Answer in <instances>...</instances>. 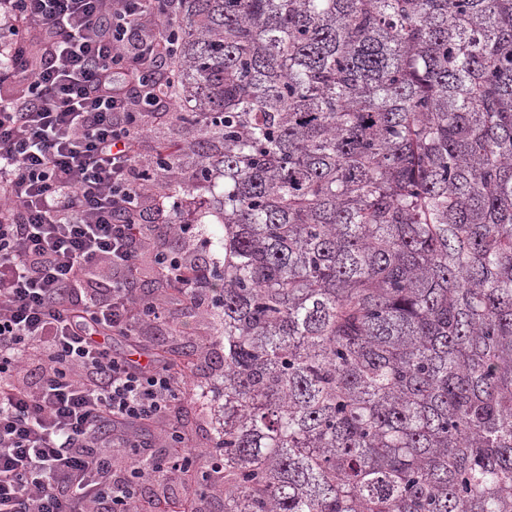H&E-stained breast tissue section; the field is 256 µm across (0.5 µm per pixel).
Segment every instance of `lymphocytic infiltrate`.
<instances>
[{
	"label": "lymphocytic infiltrate",
	"mask_w": 512,
	"mask_h": 512,
	"mask_svg": "<svg viewBox=\"0 0 512 512\" xmlns=\"http://www.w3.org/2000/svg\"><path fill=\"white\" fill-rule=\"evenodd\" d=\"M178 3L0 0V512H199L164 481L223 472L171 421L192 367L137 337L167 297L196 312L208 295L197 259L164 245L197 225L148 193L167 167L140 163L149 124L175 119ZM145 256L164 293L137 287Z\"/></svg>",
	"instance_id": "lymphocytic-infiltrate-1"
}]
</instances>
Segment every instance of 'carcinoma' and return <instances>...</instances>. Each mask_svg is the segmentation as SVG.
Instances as JSON below:
<instances>
[{
    "label": "carcinoma",
    "instance_id": "1",
    "mask_svg": "<svg viewBox=\"0 0 512 512\" xmlns=\"http://www.w3.org/2000/svg\"><path fill=\"white\" fill-rule=\"evenodd\" d=\"M224 512H512V0H180Z\"/></svg>",
    "mask_w": 512,
    "mask_h": 512
}]
</instances>
